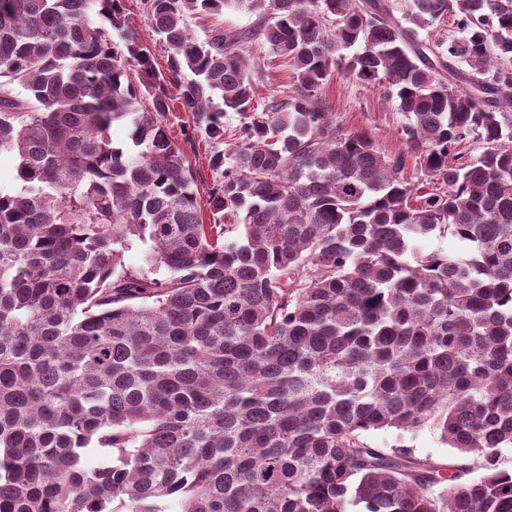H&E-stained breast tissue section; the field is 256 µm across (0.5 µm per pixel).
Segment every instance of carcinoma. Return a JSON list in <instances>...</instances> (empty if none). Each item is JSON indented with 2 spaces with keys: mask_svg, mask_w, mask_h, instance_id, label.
I'll use <instances>...</instances> for the list:
<instances>
[{
  "mask_svg": "<svg viewBox=\"0 0 512 512\" xmlns=\"http://www.w3.org/2000/svg\"><path fill=\"white\" fill-rule=\"evenodd\" d=\"M149 2L167 76L123 0H0V512H512V0ZM226 9L258 21L191 33ZM255 43L293 79L258 108ZM337 69L407 152L336 123ZM170 79L211 139L247 116L237 224L203 223ZM425 428L484 474L365 440Z\"/></svg>",
  "mask_w": 512,
  "mask_h": 512,
  "instance_id": "1",
  "label": "carcinoma"
}]
</instances>
